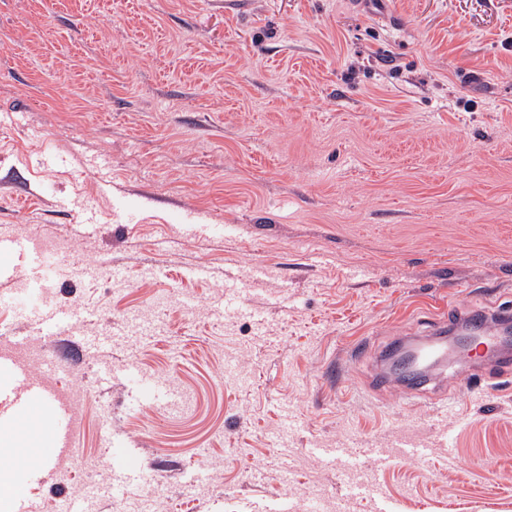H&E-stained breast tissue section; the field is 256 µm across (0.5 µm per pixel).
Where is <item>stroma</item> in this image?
Returning <instances> with one entry per match:
<instances>
[{
  "instance_id": "obj_1",
  "label": "stroma",
  "mask_w": 512,
  "mask_h": 512,
  "mask_svg": "<svg viewBox=\"0 0 512 512\" xmlns=\"http://www.w3.org/2000/svg\"><path fill=\"white\" fill-rule=\"evenodd\" d=\"M247 2L0 0V231L62 240L54 303L110 339L48 350L86 390L75 456L30 480L6 430L0 485L54 512L122 465L164 494L100 512H512V370L460 359L406 404L377 361L425 309L512 305V0ZM253 265V318L210 315ZM37 306L5 290L0 339Z\"/></svg>"
}]
</instances>
